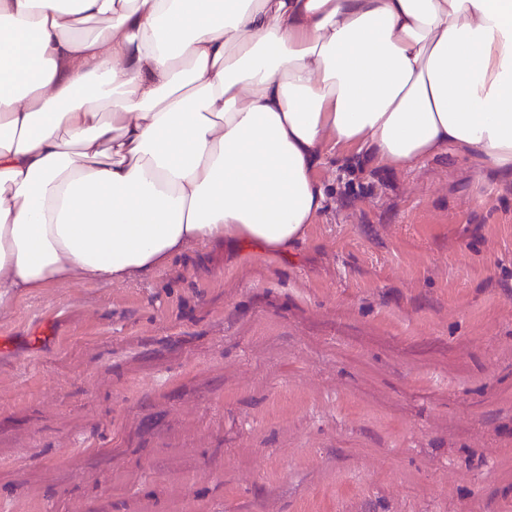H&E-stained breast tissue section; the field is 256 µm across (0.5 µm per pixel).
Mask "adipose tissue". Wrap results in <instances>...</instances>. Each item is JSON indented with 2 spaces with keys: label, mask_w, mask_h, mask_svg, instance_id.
<instances>
[{
  "label": "adipose tissue",
  "mask_w": 512,
  "mask_h": 512,
  "mask_svg": "<svg viewBox=\"0 0 512 512\" xmlns=\"http://www.w3.org/2000/svg\"><path fill=\"white\" fill-rule=\"evenodd\" d=\"M329 143L512 182V0H0V306L287 252Z\"/></svg>",
  "instance_id": "obj_1"
}]
</instances>
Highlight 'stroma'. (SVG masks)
<instances>
[{"instance_id": "stroma-1", "label": "stroma", "mask_w": 512, "mask_h": 512, "mask_svg": "<svg viewBox=\"0 0 512 512\" xmlns=\"http://www.w3.org/2000/svg\"><path fill=\"white\" fill-rule=\"evenodd\" d=\"M314 176L287 253L0 309V512H512V182L452 148Z\"/></svg>"}]
</instances>
